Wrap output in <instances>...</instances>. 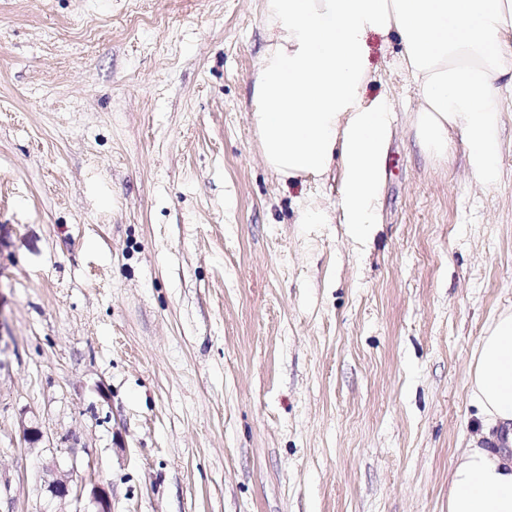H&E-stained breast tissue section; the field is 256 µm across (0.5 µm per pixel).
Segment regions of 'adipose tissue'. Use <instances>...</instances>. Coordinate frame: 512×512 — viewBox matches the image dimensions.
<instances>
[{"label": "adipose tissue", "instance_id": "ef3b65f1", "mask_svg": "<svg viewBox=\"0 0 512 512\" xmlns=\"http://www.w3.org/2000/svg\"><path fill=\"white\" fill-rule=\"evenodd\" d=\"M266 46L253 82L252 114L263 160L288 180L338 170L335 215L305 206L304 224L338 221L371 236L396 123L388 94L367 97L376 74L367 36L396 35L399 66L419 99L409 117L417 146L447 163L455 137L472 177L500 179L502 102L512 94V0H262ZM469 394L482 433L499 448H467L450 473L448 512H512V309L480 336Z\"/></svg>", "mask_w": 512, "mask_h": 512}]
</instances>
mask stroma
<instances>
[{
    "instance_id": "obj_1",
    "label": "stroma",
    "mask_w": 512,
    "mask_h": 512,
    "mask_svg": "<svg viewBox=\"0 0 512 512\" xmlns=\"http://www.w3.org/2000/svg\"><path fill=\"white\" fill-rule=\"evenodd\" d=\"M261 0H0V512H448L475 346L512 308L501 181L397 129L368 244L340 177L284 180L251 121ZM38 428L36 444L25 439ZM83 488L59 499V473Z\"/></svg>"
}]
</instances>
